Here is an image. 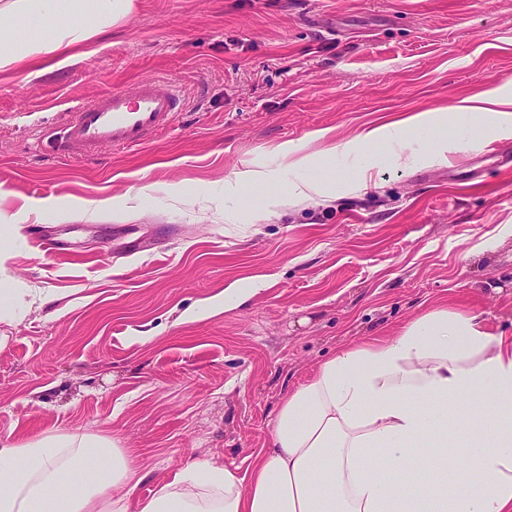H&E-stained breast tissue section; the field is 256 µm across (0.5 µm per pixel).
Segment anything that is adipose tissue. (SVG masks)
I'll list each match as a JSON object with an SVG mask.
<instances>
[{
    "instance_id": "ef3b65f1",
    "label": "adipose tissue",
    "mask_w": 512,
    "mask_h": 512,
    "mask_svg": "<svg viewBox=\"0 0 512 512\" xmlns=\"http://www.w3.org/2000/svg\"><path fill=\"white\" fill-rule=\"evenodd\" d=\"M137 0H0V70H63L75 50L134 14ZM53 26L31 39L27 24ZM434 112L356 138L389 145L407 167L404 132L447 143ZM137 457L98 433L49 430L0 440V512H512V334L444 302L388 337L341 349L281 402L246 472L212 460L178 467L142 499Z\"/></svg>"
}]
</instances>
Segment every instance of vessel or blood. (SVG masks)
<instances>
[{
    "mask_svg": "<svg viewBox=\"0 0 512 512\" xmlns=\"http://www.w3.org/2000/svg\"><path fill=\"white\" fill-rule=\"evenodd\" d=\"M185 104V93L176 81L144 77L66 112L51 144L61 155L80 153L88 158L107 146L140 148L170 130Z\"/></svg>",
    "mask_w": 512,
    "mask_h": 512,
    "instance_id": "vessel-or-blood-1",
    "label": "vessel or blood"
}]
</instances>
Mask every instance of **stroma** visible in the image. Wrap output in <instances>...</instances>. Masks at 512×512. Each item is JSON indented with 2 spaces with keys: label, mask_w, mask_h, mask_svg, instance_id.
<instances>
[{
  "label": "stroma",
  "mask_w": 512,
  "mask_h": 512,
  "mask_svg": "<svg viewBox=\"0 0 512 512\" xmlns=\"http://www.w3.org/2000/svg\"><path fill=\"white\" fill-rule=\"evenodd\" d=\"M100 41L60 71L0 72V286L45 291L0 323V438H117L147 497L192 457L247 468L321 362L437 304L512 330V168L495 160L512 138L429 166L411 132L405 169L341 148L444 107L443 136H476L477 115L451 106L512 92V0H139ZM150 75L188 92L170 132L91 158L41 145L68 107ZM285 141L339 144L337 189L268 214L314 174L283 164ZM366 165L372 187L346 189ZM243 168L272 180L225 190ZM258 277L264 290L214 312Z\"/></svg>",
  "instance_id": "stroma-1"
}]
</instances>
